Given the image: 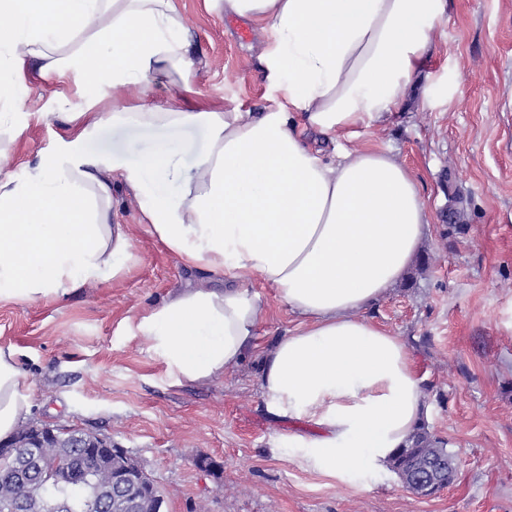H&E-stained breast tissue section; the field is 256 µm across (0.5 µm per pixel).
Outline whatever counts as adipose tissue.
Returning a JSON list of instances; mask_svg holds the SVG:
<instances>
[{
	"label": "adipose tissue",
	"mask_w": 512,
	"mask_h": 512,
	"mask_svg": "<svg viewBox=\"0 0 512 512\" xmlns=\"http://www.w3.org/2000/svg\"><path fill=\"white\" fill-rule=\"evenodd\" d=\"M267 30L259 57L276 108L254 112L182 98L70 114L56 154L26 179L0 177V303L58 299L124 279L140 261L117 223L113 176L133 192L149 231L216 285L169 295L139 318V335L176 382L212 380L259 352L266 414L305 422L283 434L302 463L331 476L386 467L425 417L426 387L405 341L370 313L402 279L434 216L416 175L384 147L347 148L385 122L434 49L449 0H210ZM175 0H0V128H29L31 77L83 91L189 84L194 63ZM205 132L176 191L177 141L149 152L83 150L103 125ZM317 132L325 152L303 135ZM276 291L297 324L266 348L268 314L248 287ZM33 393L16 351L0 346V439L28 417Z\"/></svg>",
	"instance_id": "adipose-tissue-1"
}]
</instances>
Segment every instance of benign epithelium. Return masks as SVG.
<instances>
[{"instance_id": "7a95c632", "label": "benign epithelium", "mask_w": 512, "mask_h": 512, "mask_svg": "<svg viewBox=\"0 0 512 512\" xmlns=\"http://www.w3.org/2000/svg\"><path fill=\"white\" fill-rule=\"evenodd\" d=\"M65 430L47 424H29L19 429L12 439L0 441V458H18L20 465L13 478L20 483L27 481L31 472H37L45 483L53 486L78 484L85 478L91 462L101 461L102 449L114 456L126 455V449L112 442V439L98 434L79 435L73 439L64 436ZM65 442L69 448H80L74 466L66 469H48L44 466L40 449L50 442ZM404 488L420 497H433L448 488V477L417 474L410 478L400 475ZM109 492L112 499L106 503L112 512H160L163 502L155 485L143 467L132 463H118L111 469Z\"/></svg>"}]
</instances>
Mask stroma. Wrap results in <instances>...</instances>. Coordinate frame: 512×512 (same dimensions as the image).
<instances>
[{
	"label": "stroma",
	"instance_id": "1",
	"mask_svg": "<svg viewBox=\"0 0 512 512\" xmlns=\"http://www.w3.org/2000/svg\"><path fill=\"white\" fill-rule=\"evenodd\" d=\"M197 64L189 91L157 77L120 97L81 96L32 78L25 109L42 113L15 141L0 135L8 171L25 178L54 154L61 113L177 95L230 110L272 106L258 56L268 32L224 16L206 0H176ZM434 52L386 123L363 129L360 146L390 148L417 175L436 217L403 279L373 316L408 344L427 386L425 421L448 441L458 470L447 490L417 497L393 471L355 467L331 478L300 464L302 449L279 444L297 420L263 410L257 357L209 381L174 383L138 319L169 294L208 288L141 221L136 198L118 186L116 214L130 225L139 266L121 282L90 284L57 300L0 304V345L13 346L34 398L29 422L112 438L162 490L165 512H512V0H451L434 25ZM461 197L458 224L445 220ZM267 304L257 329L270 345L295 324L274 289L252 280Z\"/></svg>",
	"mask_w": 512,
	"mask_h": 512
}]
</instances>
